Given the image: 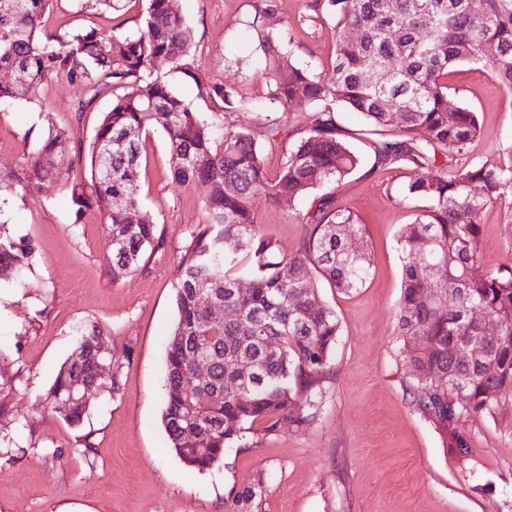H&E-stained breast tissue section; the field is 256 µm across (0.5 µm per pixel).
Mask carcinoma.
Returning a JSON list of instances; mask_svg holds the SVG:
<instances>
[{"instance_id": "cac0c4a2", "label": "carcinoma", "mask_w": 512, "mask_h": 512, "mask_svg": "<svg viewBox=\"0 0 512 512\" xmlns=\"http://www.w3.org/2000/svg\"><path fill=\"white\" fill-rule=\"evenodd\" d=\"M50 2L0 0V70L20 77L0 84V104L25 101L33 87L66 78L84 90L79 116L101 90H116L89 146L90 180L70 190L73 223L87 211L101 216L112 276L137 271L154 249L156 225L138 195L141 136L148 127L165 133L173 181L208 187V222L192 233L177 264V318L167 343L162 422L180 459L209 471L247 424L298 422L301 406L317 407L314 388L330 367L340 331L336 311L316 302L317 283L323 279L345 292L363 287L370 253L348 247V238L361 233L359 217L323 193L305 214L308 234L287 253L259 232L255 208L265 200L290 209L359 167L341 138L336 105L361 113L374 128L393 129L374 143L372 168L405 169L401 196L418 202L398 239L404 262L400 356L416 381L415 402L444 447L468 457L470 442L459 429L463 415L489 413L512 394V267H487L479 242L484 211L512 187V151L493 162L458 164L481 125L466 106L448 116V76L462 63L481 62L512 91V0H311L310 10L336 28L334 61L324 75L292 62L291 39L264 27L262 17L274 7V0H264L248 22L264 85L256 101L238 82L245 60L223 56L219 83L206 75L176 0H147L137 33L110 36L93 28L45 31L41 20ZM427 19L433 24L425 29ZM159 59L169 71L155 69ZM370 69L379 73L375 82L366 79ZM176 80L193 84L214 114L291 103L309 113V123L271 179L255 137L205 119L174 93ZM391 108L400 112L396 124ZM70 150L67 134L49 127L31 157L0 163V196L23 198L32 189L52 196L56 161ZM36 252L30 237L0 233V282L20 281L22 259ZM241 268L249 280L244 291L232 274ZM450 280L458 288L452 296ZM441 303L448 304L446 316L437 313ZM214 304L224 307L220 323L211 319ZM488 324L500 339L487 355L453 361L455 349L482 346ZM105 345L100 326L80 331L73 356L43 394L50 411L72 425L87 411L76 383L93 390L118 386L112 358L101 352ZM197 353L211 366L202 379L192 367ZM98 361L109 365L100 374Z\"/></svg>"}]
</instances>
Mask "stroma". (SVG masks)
I'll return each instance as SVG.
<instances>
[{
	"mask_svg": "<svg viewBox=\"0 0 512 512\" xmlns=\"http://www.w3.org/2000/svg\"><path fill=\"white\" fill-rule=\"evenodd\" d=\"M307 3L275 0L265 23L288 33L296 63L320 73L331 66L336 32L330 21L309 17ZM145 7L146 0H124L117 11L52 0L42 27L134 32ZM178 7L213 80L224 77L215 51L253 55L256 41L245 22L263 9L262 0H178ZM448 83L450 105L471 108L481 124L467 162L511 151L512 92L483 65H458ZM81 93L61 78L36 88L29 102L0 107V162L27 158L51 124L89 146L112 96L103 94L77 122ZM273 118L255 108L224 118L225 127L255 135L271 174L290 146L267 140ZM335 118L363 166L329 190L362 222L370 275L350 293L319 285L320 301L335 310L341 331L313 418L254 423L209 472L192 470L176 455L162 424L177 262L207 217L206 186L172 182L162 129L143 133L139 175L141 205L158 239L131 274L113 277L99 213L72 221L70 188L88 177V156L60 158V189L52 197L33 190L0 206V227L37 244L22 284L0 286V512H512V395L493 413L463 419L471 445L464 460L447 452L413 405L414 379L396 330L397 241L413 204L399 194L403 170L374 168L373 130L343 107ZM311 204L259 202L260 232L284 250L297 248ZM480 244L488 267L512 266V191L485 210ZM93 322L107 334L120 389L93 392L82 423L73 426L48 411L41 395L74 352L78 330Z\"/></svg>",
	"mask_w": 512,
	"mask_h": 512,
	"instance_id": "35a3bbf8",
	"label": "stroma"
}]
</instances>
